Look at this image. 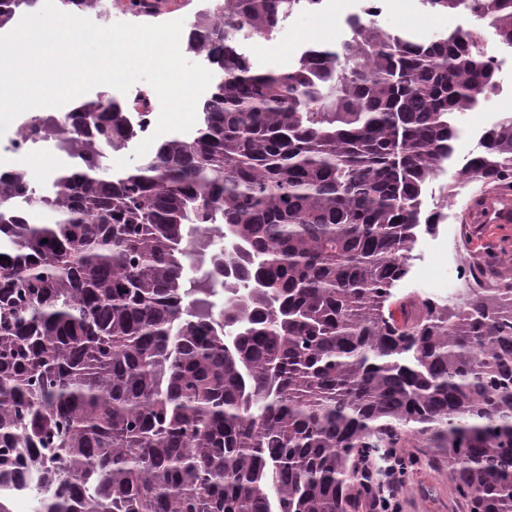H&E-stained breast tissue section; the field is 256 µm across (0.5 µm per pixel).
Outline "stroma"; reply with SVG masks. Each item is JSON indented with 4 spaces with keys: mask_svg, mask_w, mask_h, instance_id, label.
Masks as SVG:
<instances>
[{
    "mask_svg": "<svg viewBox=\"0 0 512 512\" xmlns=\"http://www.w3.org/2000/svg\"><path fill=\"white\" fill-rule=\"evenodd\" d=\"M380 6L382 13L378 20L383 26L425 39L474 25L472 18L459 13L428 14L420 0H380ZM343 40L335 14L311 20L291 16L282 23L274 38L260 42L246 40L241 49L255 70L271 72L291 66L309 46L321 45L335 50ZM485 43L489 53L500 61L498 89L476 108L457 114L454 155L441 176L445 182L456 181L459 168L476 151L485 130L500 116L512 113V55L500 51L493 33H486ZM468 202V197L463 195L445 201L437 191L425 197V209H443L447 219L435 232L420 234L413 252L412 269L396 285L397 296L430 294L445 299L455 294L462 273L456 256L457 232L464 222ZM400 455L408 464V473L399 488L403 512H469L466 503L456 496L447 472L429 461L422 449L404 448Z\"/></svg>",
    "mask_w": 512,
    "mask_h": 512,
    "instance_id": "obj_1",
    "label": "stroma"
}]
</instances>
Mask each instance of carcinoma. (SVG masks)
I'll return each instance as SVG.
<instances>
[{
	"label": "carcinoma",
	"mask_w": 512,
	"mask_h": 512,
	"mask_svg": "<svg viewBox=\"0 0 512 512\" xmlns=\"http://www.w3.org/2000/svg\"><path fill=\"white\" fill-rule=\"evenodd\" d=\"M211 2L186 52L221 79L192 139L109 174L139 127L80 98L44 192L0 174V485L39 471L36 512H359L368 461L426 448L469 512H512V271L474 262L456 298L395 310L452 117L497 89L482 28L364 18L257 73L240 40L300 0ZM37 4L0 0V29ZM421 4L512 52V0ZM459 175L512 190V115ZM203 233L224 247L196 256Z\"/></svg>",
	"instance_id": "cac0c4a2"
}]
</instances>
